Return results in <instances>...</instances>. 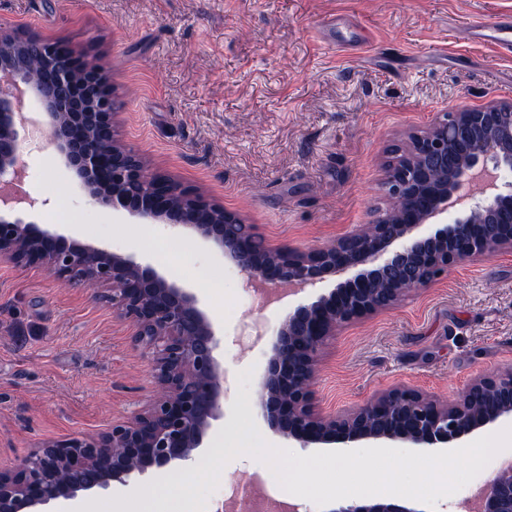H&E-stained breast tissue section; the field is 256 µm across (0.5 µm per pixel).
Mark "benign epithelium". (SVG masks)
<instances>
[{
    "label": "benign epithelium",
    "instance_id": "obj_1",
    "mask_svg": "<svg viewBox=\"0 0 512 512\" xmlns=\"http://www.w3.org/2000/svg\"><path fill=\"white\" fill-rule=\"evenodd\" d=\"M23 30L0 27V260L42 267L93 300L112 307L131 328L133 348L152 365L156 395L143 412L98 434L50 441L0 468V512H68L91 493L126 486L150 469L191 461L207 432L224 416V366L213 322L192 289L168 280L150 264L69 240L18 215L29 203L22 188L19 112L33 95L51 142L91 200L145 223L194 232L210 242L251 282L298 293L328 276L357 270L328 294L297 306L281 322L261 380L267 426L302 448L336 442L384 441L414 448H452L462 438L512 416V367L472 380L453 403L394 388L341 414L317 405L312 381L336 331L395 306L456 265L512 250V192L499 190L512 168V101L443 112L407 154L388 164L384 185L401 207L331 247H273L240 214L164 175L146 173L142 157L117 137L103 145L98 132H116V101L103 68L60 40L38 38L40 62L52 81L23 74L13 51ZM463 155L446 183L428 177L432 165ZM485 201L451 224L412 232L461 201L463 185ZM498 223L493 236L479 224ZM332 512H422L397 503L366 502ZM477 512H512V467L483 489Z\"/></svg>",
    "mask_w": 512,
    "mask_h": 512
}]
</instances>
